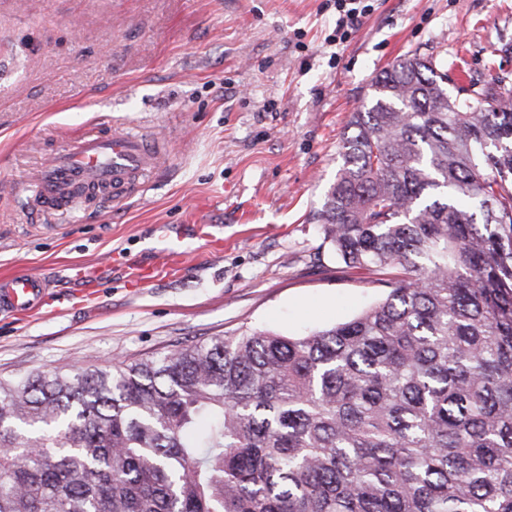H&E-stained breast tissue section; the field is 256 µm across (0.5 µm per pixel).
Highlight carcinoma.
Segmentation results:
<instances>
[{
	"instance_id": "carcinoma-1",
	"label": "carcinoma",
	"mask_w": 512,
	"mask_h": 512,
	"mask_svg": "<svg viewBox=\"0 0 512 512\" xmlns=\"http://www.w3.org/2000/svg\"><path fill=\"white\" fill-rule=\"evenodd\" d=\"M408 54L320 213L385 298L300 337L0 377V512H512V95Z\"/></svg>"
}]
</instances>
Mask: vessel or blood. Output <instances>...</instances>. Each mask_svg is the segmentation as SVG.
<instances>
[{"mask_svg": "<svg viewBox=\"0 0 512 512\" xmlns=\"http://www.w3.org/2000/svg\"><path fill=\"white\" fill-rule=\"evenodd\" d=\"M158 156L156 138L131 132L78 133L48 156L25 190L27 209L40 220L65 215L78 204L87 211L124 204L142 186ZM48 282L31 274L0 277V312L29 315L47 302Z\"/></svg>", "mask_w": 512, "mask_h": 512, "instance_id": "1", "label": "vessel or blood"}]
</instances>
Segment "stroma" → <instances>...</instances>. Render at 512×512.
<instances>
[{
    "label": "stroma",
    "instance_id": "35a3bbf8",
    "mask_svg": "<svg viewBox=\"0 0 512 512\" xmlns=\"http://www.w3.org/2000/svg\"><path fill=\"white\" fill-rule=\"evenodd\" d=\"M334 2L0 0V275L50 280L42 311L0 315V376L130 362L246 328L304 336L386 295L337 258L319 221L350 115L415 51L447 70L453 95L512 78V0H368L337 45ZM101 122L158 137L142 191L30 222L16 190ZM172 244L181 275L131 278Z\"/></svg>",
    "mask_w": 512,
    "mask_h": 512
}]
</instances>
